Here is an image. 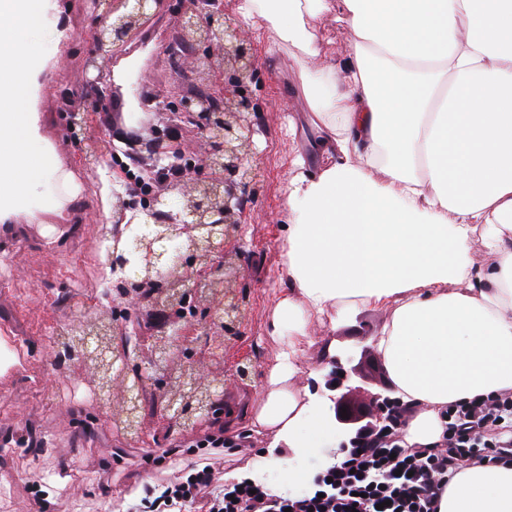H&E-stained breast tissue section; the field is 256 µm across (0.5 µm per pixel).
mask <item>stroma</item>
<instances>
[{
  "mask_svg": "<svg viewBox=\"0 0 512 512\" xmlns=\"http://www.w3.org/2000/svg\"><path fill=\"white\" fill-rule=\"evenodd\" d=\"M58 6V26L67 42L39 79L37 110L41 135L62 167L47 175L43 186L60 194L73 181L81 193L74 209L43 214L37 224L16 217L11 232L0 235V337L19 357L18 365L0 376V487L10 489L8 495L0 494V512H148L147 497H125L126 487L158 471L174 477L176 470L161 467L148 457L147 448L159 438L180 461H190L203 454L186 445L197 437V430L172 425L148 411L143 415L148 439L126 443L107 425V400L96 393L81 364L45 361L60 327L113 307L111 301L96 297L103 278L115 283L121 279L120 274L105 273L118 230L112 222L113 206L124 204L127 221L141 224L153 199L135 187L131 176L139 168L118 140H103L100 162L84 164L69 129L70 111L111 113L113 128L120 132L146 120L158 124V117L145 114L141 86L168 93L179 75L194 74L206 54L167 53L182 0H163L161 11L142 33L92 68L88 61L101 7L97 0H58ZM311 24L320 35L322 59L345 61L350 52L345 24L327 17L312 19ZM250 41L261 65L253 92L266 111V130L255 138L262 164L244 215V272L239 284L244 318L223 350L228 407L243 392L254 402L263 400L264 375L279 350L268 337L267 326L275 306L272 283L282 263L283 195L296 173L292 160L305 146L312 117L289 48L272 54L265 38L254 35ZM99 77L110 87L109 97L101 102L86 92ZM48 225L61 232L51 245L44 237ZM386 317L384 311L363 308L335 324L325 315L313 320V335L301 342L297 353L296 386L310 385L312 372L322 364L353 360L368 378L353 399L366 402L369 391L388 381L385 372L376 370L380 356L371 349ZM240 366L248 369L247 378L237 376Z\"/></svg>",
  "mask_w": 512,
  "mask_h": 512,
  "instance_id": "obj_1",
  "label": "stroma"
}]
</instances>
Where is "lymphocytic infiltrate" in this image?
Wrapping results in <instances>:
<instances>
[{"mask_svg": "<svg viewBox=\"0 0 512 512\" xmlns=\"http://www.w3.org/2000/svg\"><path fill=\"white\" fill-rule=\"evenodd\" d=\"M383 424L350 446L316 490L299 500L255 490L251 480L225 484L212 493L213 465L190 464L187 478L163 483L152 512H182L193 502L197 512H438L450 481L485 463L512 464V393L449 405L443 444L408 448L398 437L410 409L392 400L381 409Z\"/></svg>", "mask_w": 512, "mask_h": 512, "instance_id": "f902f5d3", "label": "lymphocytic infiltrate"}]
</instances>
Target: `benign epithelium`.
Instances as JSON below:
<instances>
[{
  "label": "benign epithelium",
  "instance_id": "1",
  "mask_svg": "<svg viewBox=\"0 0 512 512\" xmlns=\"http://www.w3.org/2000/svg\"><path fill=\"white\" fill-rule=\"evenodd\" d=\"M162 0H100L104 11L93 34L95 56L106 59L114 47L139 32L154 16L152 7ZM208 49L205 66L195 73L197 92L183 97L181 109L156 103L153 111L164 116L168 125H195L209 144L201 160L205 173L195 170L166 187L181 194L179 212L160 209L167 203L164 193L153 198L148 220L142 224L125 223V207L112 211L116 224L125 225V238L112 245V269L131 274L139 302L156 305L159 297L176 292L168 307L167 328L160 334L128 336L121 327L122 364L113 368V377L105 379V389L120 383L125 388L121 405L110 410L114 431L130 441L147 435L141 421L140 401L151 391L164 404L163 413L171 421L186 427L192 422L213 419L222 401L219 387L224 377L209 378L203 364H223L220 351L224 335L231 332L242 317L237 284L244 267L240 240L242 217L261 157L254 151V137L261 132L256 118L259 104L252 85L260 68L241 25L224 15L220 0H184L169 49L173 53L187 48ZM140 148L132 151L133 160L151 171L162 160L178 159L186 151H172L166 141L150 135L140 136ZM153 270L152 277L142 274ZM209 326L205 346L195 350V318ZM363 377L360 367L350 368L336 362L326 377L325 389L333 403L336 428L347 448L353 435L382 422L376 408L390 397L369 393L366 404L351 402V376ZM349 417H341L342 409Z\"/></svg>",
  "mask_w": 512,
  "mask_h": 512
}]
</instances>
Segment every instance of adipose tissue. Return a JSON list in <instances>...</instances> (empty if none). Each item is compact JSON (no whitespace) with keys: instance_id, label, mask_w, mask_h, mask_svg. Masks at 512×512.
<instances>
[{"instance_id":"ef3b65f1","label":"adipose tissue","mask_w":512,"mask_h":512,"mask_svg":"<svg viewBox=\"0 0 512 512\" xmlns=\"http://www.w3.org/2000/svg\"><path fill=\"white\" fill-rule=\"evenodd\" d=\"M57 0H0V225L38 221L79 193L37 194L58 157L39 133L37 78L66 39ZM243 23L294 49L312 111L307 152L283 200L286 233L269 324L287 339L242 413L272 435L234 479L296 498L332 465L327 396L295 388L297 338L314 315L389 311L374 344L397 397L417 415L411 446L442 439L449 403L512 392V0H240ZM346 21L353 51L309 74L308 20ZM481 236L491 257L471 256ZM288 455H281V448ZM440 512H512V467L456 475Z\"/></svg>"}]
</instances>
